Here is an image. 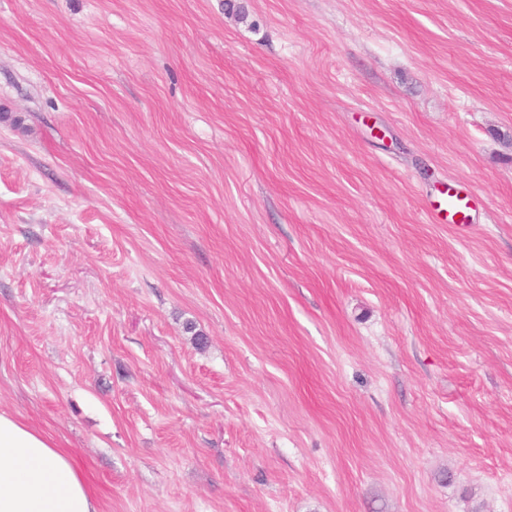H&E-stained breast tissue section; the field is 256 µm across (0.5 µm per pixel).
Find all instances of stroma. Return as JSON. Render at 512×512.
Returning <instances> with one entry per match:
<instances>
[{
  "label": "stroma",
  "mask_w": 512,
  "mask_h": 512,
  "mask_svg": "<svg viewBox=\"0 0 512 512\" xmlns=\"http://www.w3.org/2000/svg\"><path fill=\"white\" fill-rule=\"evenodd\" d=\"M0 413L102 512H512V0H0ZM440 197L430 201L429 218L438 224H469L475 198L460 182L451 181L440 190Z\"/></svg>",
  "instance_id": "35a3bbf8"
}]
</instances>
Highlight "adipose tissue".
Returning a JSON list of instances; mask_svg holds the SVG:
<instances>
[{"label":"adipose tissue","mask_w":512,"mask_h":512,"mask_svg":"<svg viewBox=\"0 0 512 512\" xmlns=\"http://www.w3.org/2000/svg\"><path fill=\"white\" fill-rule=\"evenodd\" d=\"M0 512H99L71 454L0 413Z\"/></svg>","instance_id":"obj_1"}]
</instances>
